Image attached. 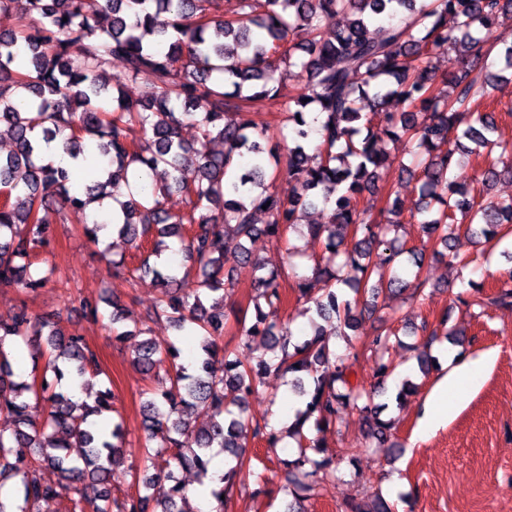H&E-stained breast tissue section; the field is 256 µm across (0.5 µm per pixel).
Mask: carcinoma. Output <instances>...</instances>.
<instances>
[{"mask_svg":"<svg viewBox=\"0 0 512 512\" xmlns=\"http://www.w3.org/2000/svg\"><path fill=\"white\" fill-rule=\"evenodd\" d=\"M11 10L21 24L0 32V137L13 144L0 157V283L33 290L53 280L54 267L43 271L33 261L52 238L51 213L82 225L93 243L105 228L89 221L66 169L36 161L37 142L63 134L71 153L92 147L112 165L86 188L90 199L114 197L133 166L164 172L163 181L121 203L117 234L139 250L134 272L152 274L161 286L149 318L187 328L201 340L192 373L179 363L176 345L162 350L147 339L139 344L134 364L144 372L167 364L161 388L142 405L138 454L153 473L144 492L118 498L108 484L127 451L125 431L114 423L105 432L92 420H108L112 389L98 390L91 405L79 404L47 382L49 372L57 382L66 371L78 377L99 372L95 353L62 327L58 312L35 314L22 305L1 320L0 414L10 426L0 428V488L12 478L22 494L10 511L0 501V512H38L47 500L57 501L61 512H192L181 507L188 500L176 469L206 474L216 448L232 456L224 487L212 491L214 512H224L239 478L254 474L242 442L248 430L272 452L286 437L295 442L292 458L277 459L282 490L310 499L315 485L308 478L331 466V459L320 457L319 435L340 427L347 405L362 413L369 438L383 439L393 426L381 419L387 404L372 403L371 394L350 381L349 357L336 355L329 341L339 336L355 348L349 332L364 312L375 310L381 291H408L415 299L429 286L423 255L414 257V271L401 260V221L394 218L400 189L416 181L422 232L442 246L434 255L451 266L466 267L452 244L457 215L468 233L488 243L512 233V198L485 193L505 174L512 180V142L490 138L495 118L482 110L489 81L465 62L481 56L482 32L512 22V0H238L229 18L223 0H105V25L89 16L86 0H0V12ZM327 17L336 18L330 34L322 28ZM438 53L448 55L442 79L431 64ZM114 59L125 78L146 81L155 92L144 100L127 97L121 80L107 73ZM275 59L299 82L297 92L285 91ZM256 98L276 104L292 127L257 122L248 111ZM185 125L198 129L196 143L182 139ZM385 138H403L427 157L419 174L399 163L407 178L387 189L374 213L359 201L377 170L393 162L382 146ZM274 139L286 150L288 176L302 175L286 197L265 182L262 141ZM214 142L223 149L211 150ZM463 150L490 157L481 178H459L463 163L456 154ZM173 190L184 199L178 212L165 207ZM321 205L330 211L328 223L302 224ZM259 215L265 223H257ZM300 225L326 252L312 269L325 283L322 293L306 277L297 281L306 311L314 312L313 333L301 342L278 324V312L285 304V270L304 253L290 244L283 266L268 269L246 249L258 235L281 243ZM169 239L183 255L181 276L158 264ZM246 263L253 265L256 292L250 317L226 303L235 293L237 267ZM343 286L355 297L339 292ZM467 286L471 291L459 300L468 307L512 306L509 286L493 296L471 280ZM110 307L114 339L142 334L121 328L124 304L114 299ZM231 318L236 331L225 341ZM392 336L388 331L363 341L380 381L394 371ZM8 337L32 346L29 382L14 380L3 349ZM256 338L270 341L269 349L280 355L243 358L241 348ZM270 373L294 375L304 398L284 431L246 410ZM34 404L46 409L39 423L29 414ZM193 413L205 420L198 429ZM73 448L80 459L71 457ZM45 465L59 472L60 482L43 480ZM85 480L100 486L98 494L73 496L72 484ZM348 509L391 512L379 495Z\"/></svg>","mask_w":512,"mask_h":512,"instance_id":"cac0c4a2","label":"carcinoma"}]
</instances>
